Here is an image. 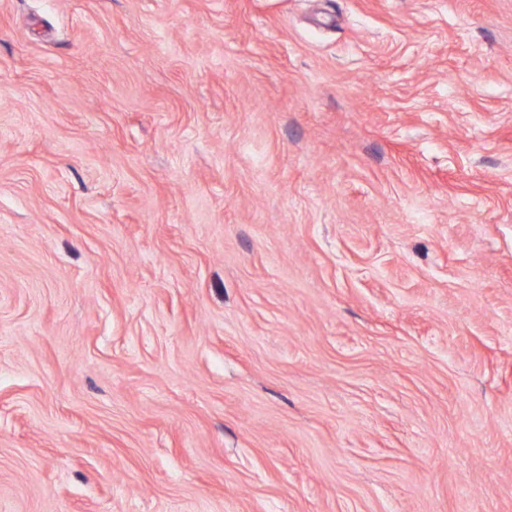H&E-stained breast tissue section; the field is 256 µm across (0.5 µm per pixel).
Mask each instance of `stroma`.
I'll return each instance as SVG.
<instances>
[{
	"mask_svg": "<svg viewBox=\"0 0 512 512\" xmlns=\"http://www.w3.org/2000/svg\"><path fill=\"white\" fill-rule=\"evenodd\" d=\"M0 512H512V0H0Z\"/></svg>",
	"mask_w": 512,
	"mask_h": 512,
	"instance_id": "35a3bbf8",
	"label": "stroma"
}]
</instances>
